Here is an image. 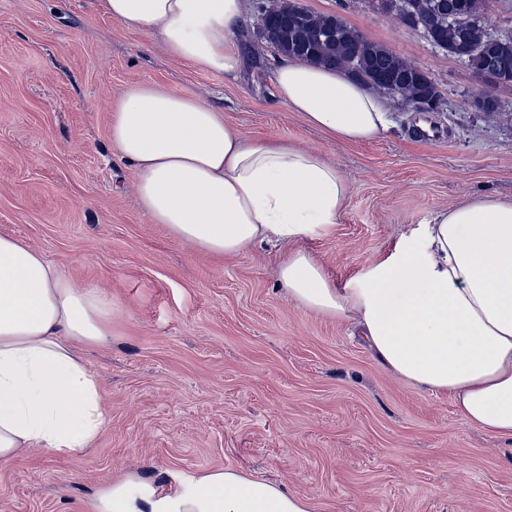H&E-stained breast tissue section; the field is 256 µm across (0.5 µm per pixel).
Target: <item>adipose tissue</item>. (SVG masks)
Segmentation results:
<instances>
[{"label":"adipose tissue","instance_id":"ef3b65f1","mask_svg":"<svg viewBox=\"0 0 512 512\" xmlns=\"http://www.w3.org/2000/svg\"><path fill=\"white\" fill-rule=\"evenodd\" d=\"M171 57L236 74L232 36L244 0H97ZM278 100L334 139L388 128L380 94L343 71L290 57ZM112 148L137 174L152 223L199 251L235 256L282 246L277 278L300 307L353 323L379 362L409 385L449 396L468 423L512 440V199L479 195L442 210L419 234L336 286L301 241L335 224L349 188L319 155L249 140L194 94L132 83L110 116ZM112 300L75 287L29 244L0 236V460L37 449L78 453L104 424L99 381L77 347L106 341ZM311 499L233 469H206L162 493L137 472L103 486L92 512H314Z\"/></svg>","mask_w":512,"mask_h":512}]
</instances>
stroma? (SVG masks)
<instances>
[{
    "instance_id": "1",
    "label": "stroma",
    "mask_w": 512,
    "mask_h": 512,
    "mask_svg": "<svg viewBox=\"0 0 512 512\" xmlns=\"http://www.w3.org/2000/svg\"><path fill=\"white\" fill-rule=\"evenodd\" d=\"M301 2L425 72L439 110L393 99L392 126L369 143L310 126L275 96L279 55L258 37V0L234 35L247 63L233 76L172 59L96 0H0V235L113 303L109 341L79 350L104 427L81 453L0 461V512H90L125 472L167 491L217 467L282 484L315 512H512V440L399 381L348 323L289 301L276 248L214 257L152 223L134 168L111 148L119 90L152 82L222 108L245 138L321 155L349 195L336 224L302 246L339 286L434 212L512 197V83L487 85L371 0ZM485 86L497 116L471 104Z\"/></svg>"
}]
</instances>
